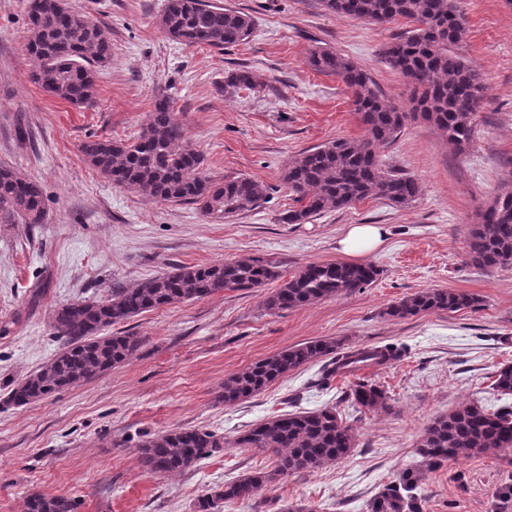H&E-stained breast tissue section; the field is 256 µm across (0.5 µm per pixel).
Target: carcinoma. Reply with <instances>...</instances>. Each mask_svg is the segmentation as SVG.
Returning a JSON list of instances; mask_svg holds the SVG:
<instances>
[{
	"instance_id": "1",
	"label": "carcinoma",
	"mask_w": 512,
	"mask_h": 512,
	"mask_svg": "<svg viewBox=\"0 0 512 512\" xmlns=\"http://www.w3.org/2000/svg\"><path fill=\"white\" fill-rule=\"evenodd\" d=\"M339 16L375 24L406 19L413 28L394 37L381 55L414 88L413 110L436 127L460 152L471 141L473 120L484 102L485 86L474 65L453 46L465 30V18L455 0H323ZM161 28L185 44L220 50L246 41L252 18L210 0H167ZM30 36L27 53L39 62L31 79L48 96L76 107L93 105L97 69L110 64L112 46L105 32L74 11L68 0H29ZM309 65L339 76L352 91L355 111L364 127L358 140L336 139L298 154L283 179L298 207L284 217L287 224H304L330 209L340 210L373 197L394 206H408L422 194L421 182L383 168L379 149L399 136L408 113L399 112L379 92L360 67L328 48H317ZM88 165L120 187L167 203L200 205L217 218L252 210L263 201L267 187L240 176L217 181L204 171V159L187 141L165 98L156 100L146 127L126 141L92 140L83 144ZM45 197L41 184L9 166L0 165V224L42 223ZM468 253L478 267L512 265V192L496 195L470 231ZM371 265L344 262L311 263L299 268L264 299V307L279 312L317 300L348 294L375 281ZM281 278L277 266L255 257L208 265L180 266L112 291L103 301L63 304L53 313L54 333L67 341L40 370L27 375L11 395L19 405L43 400L92 380L123 363L139 348L134 335H106L108 328L144 312L224 290L262 288ZM478 300L448 289H427L390 306L392 318L475 308ZM406 351L401 345L336 351L331 341H311L264 358L224 379L220 397L234 404L262 392L269 384L319 358L321 379L387 365ZM494 388L512 396V365L494 372ZM359 411L389 408V396L379 385L362 381L352 390ZM353 428L333 408L291 412L260 421L234 441L240 448L271 453L270 471H254L224 484L216 497H204L195 512H214L220 500H254L265 486L288 475L313 472L346 457L355 447ZM512 447V406L490 412L476 401L463 403L435 417L417 445L426 470L449 460L480 456ZM224 448V436L210 430L175 429L146 434L139 444L140 463L149 474L177 475ZM423 471L407 469L400 482L384 488L368 504V512H422ZM77 500L34 492L25 512H77Z\"/></svg>"
}]
</instances>
